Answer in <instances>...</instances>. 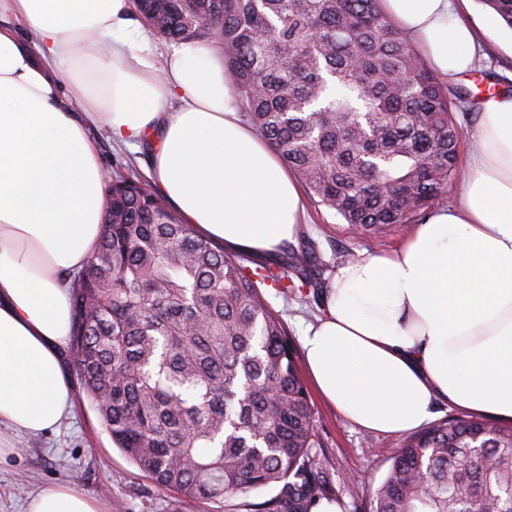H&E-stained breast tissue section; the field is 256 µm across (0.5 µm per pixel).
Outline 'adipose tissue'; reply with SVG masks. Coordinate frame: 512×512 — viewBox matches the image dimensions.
Here are the masks:
<instances>
[{
  "mask_svg": "<svg viewBox=\"0 0 512 512\" xmlns=\"http://www.w3.org/2000/svg\"><path fill=\"white\" fill-rule=\"evenodd\" d=\"M381 8L439 79L476 67L456 0ZM97 121L148 147L154 185L196 234L267 257L300 232L298 184L243 121L213 47L179 42L160 68L134 0H0V425L16 434L72 407L66 275L99 239ZM468 137L453 206L397 248L338 264L300 337L319 393L363 430L412 432L445 405L512 424V97L487 102ZM28 510L97 512L62 484Z\"/></svg>",
  "mask_w": 512,
  "mask_h": 512,
  "instance_id": "obj_1",
  "label": "adipose tissue"
}]
</instances>
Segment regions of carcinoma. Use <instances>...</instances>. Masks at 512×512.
Instances as JSON below:
<instances>
[{
    "label": "carcinoma",
    "mask_w": 512,
    "mask_h": 512,
    "mask_svg": "<svg viewBox=\"0 0 512 512\" xmlns=\"http://www.w3.org/2000/svg\"><path fill=\"white\" fill-rule=\"evenodd\" d=\"M512 26V0H484ZM153 31L224 56L250 126L359 231L421 222L461 176L454 108L380 0H137ZM98 247L70 275L68 356L113 443L182 502L277 487L247 512H311L316 463L298 358L259 285L308 286L312 253L250 268L147 183L103 184ZM300 275L294 282L288 273ZM368 512H512V428L449 418L411 434Z\"/></svg>",
    "instance_id": "cac0c4a2"
}]
</instances>
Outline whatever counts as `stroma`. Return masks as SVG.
<instances>
[{"instance_id":"obj_1","label":"stroma","mask_w":512,"mask_h":512,"mask_svg":"<svg viewBox=\"0 0 512 512\" xmlns=\"http://www.w3.org/2000/svg\"><path fill=\"white\" fill-rule=\"evenodd\" d=\"M464 18L476 29L481 48L480 68L460 76L473 86L481 71L491 70L512 86V29L481 0H470ZM104 167H116L127 177L145 178L149 166L144 153L116 142L106 124L89 128ZM302 232L291 242L294 250H314L322 269L312 296H283L263 287L269 306L281 315L292 342H299L304 326L314 321L320 304L314 293L325 288L331 269L342 255L369 257L392 250L410 232V225L363 234L324 207L302 197ZM314 419L322 442L317 458L327 470L344 507L360 512L384 479L391 457L403 444L401 434L377 435L357 428L317 392H310ZM12 452L0 455V512H25L32 498L53 484H70L91 500L99 512H243L239 499H203L185 506L177 495L153 483L117 448L88 403L76 401L71 416L58 427L36 436L16 435Z\"/></svg>"}]
</instances>
